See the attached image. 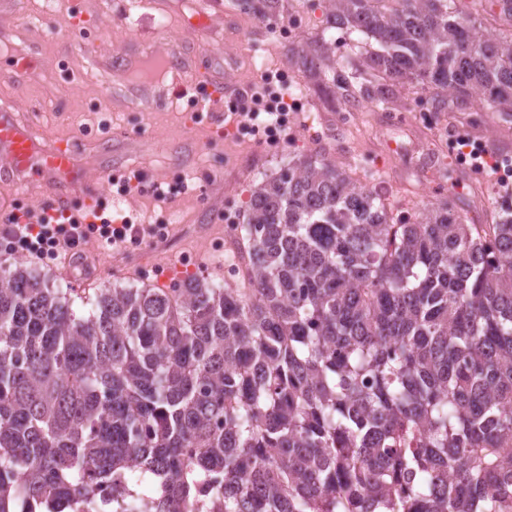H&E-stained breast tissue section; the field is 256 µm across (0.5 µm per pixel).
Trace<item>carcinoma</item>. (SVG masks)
I'll return each instance as SVG.
<instances>
[{
  "label": "carcinoma",
  "instance_id": "cac0c4a2",
  "mask_svg": "<svg viewBox=\"0 0 512 512\" xmlns=\"http://www.w3.org/2000/svg\"><path fill=\"white\" fill-rule=\"evenodd\" d=\"M495 0H328L375 38L358 95L406 78L433 112L512 103ZM266 20L283 0H238ZM317 83L332 45L289 49ZM249 288H99L0 269V512H505L512 501V199L400 222L306 155L250 189ZM131 462L139 465L126 476Z\"/></svg>",
  "mask_w": 512,
  "mask_h": 512
}]
</instances>
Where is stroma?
<instances>
[{
  "label": "stroma",
  "instance_id": "obj_1",
  "mask_svg": "<svg viewBox=\"0 0 512 512\" xmlns=\"http://www.w3.org/2000/svg\"><path fill=\"white\" fill-rule=\"evenodd\" d=\"M192 2L157 0L154 7L130 13L128 0H0V109L13 112L19 123L35 121L39 145L69 141L90 177L97 178L101 165L117 163L113 181H100L96 197L79 200L80 210L91 212L98 202L113 201L132 223L172 221L166 237L122 249L103 251L97 240H89L81 274L64 256L47 261L0 252V265L24 264L53 287L89 295L113 286H155L161 268L187 262L193 276L244 288L246 278L230 276L239 252L224 241V216L244 223L253 183L301 155L323 151L338 166L383 184L401 215L449 194L462 205L480 206L481 196L468 189L469 171L455 156L439 154V143L463 134L503 164L512 163V149L496 148L498 141H512L511 113L474 104L436 132H425L405 118L426 105L425 92L415 84L396 83L385 106L360 100L351 119L343 120L344 98L291 65L288 49L325 38L336 44L337 69L362 74L380 46L363 33L329 26L324 0H289V12L306 19L289 44L278 41L273 25L240 11L235 0H221V13L205 27H193ZM153 40L171 43L186 60L190 77L204 82L212 74H228L249 96L258 93L263 75L287 71L303 104L288 121L283 151L272 157L260 153L255 137L234 134V117L223 102L199 109L194 91L172 103H123L133 79L142 82L140 96L158 89L152 71L135 78L114 71L113 61L148 48ZM22 55L32 61L28 78L3 77ZM120 130L134 138L123 149L111 139ZM141 172L146 180L117 194V182Z\"/></svg>",
  "mask_w": 512,
  "mask_h": 512
}]
</instances>
